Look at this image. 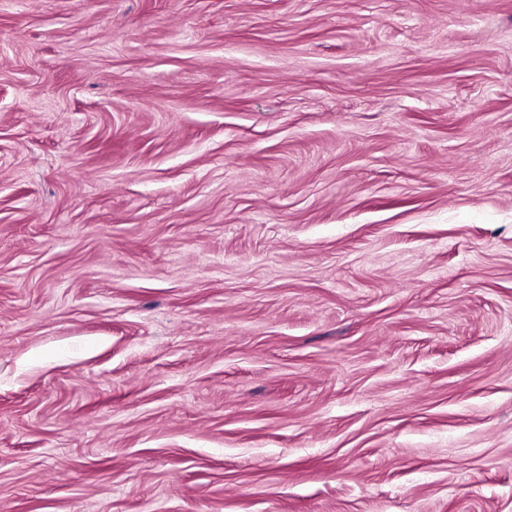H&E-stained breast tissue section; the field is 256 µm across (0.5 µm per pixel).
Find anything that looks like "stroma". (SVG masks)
<instances>
[{"label":"stroma","mask_w":512,"mask_h":512,"mask_svg":"<svg viewBox=\"0 0 512 512\" xmlns=\"http://www.w3.org/2000/svg\"><path fill=\"white\" fill-rule=\"evenodd\" d=\"M0 512H512V0H0Z\"/></svg>","instance_id":"1"}]
</instances>
